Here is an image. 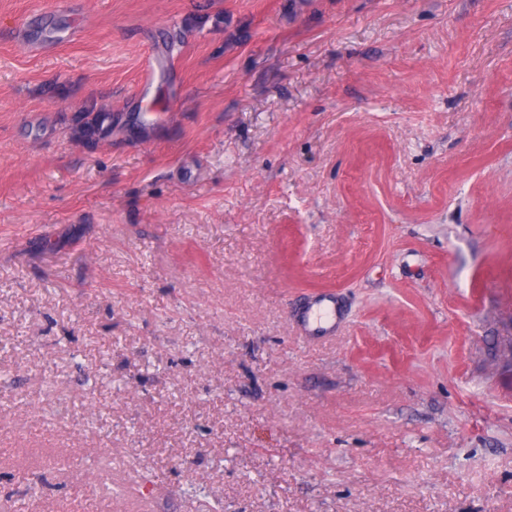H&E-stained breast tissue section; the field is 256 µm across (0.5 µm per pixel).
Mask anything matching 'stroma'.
<instances>
[{"mask_svg":"<svg viewBox=\"0 0 512 512\" xmlns=\"http://www.w3.org/2000/svg\"><path fill=\"white\" fill-rule=\"evenodd\" d=\"M0 512H512V0H0ZM92 112H96L95 118L91 121L87 120ZM109 112H112V109H96V105L91 103L77 123L78 133L86 136L101 132L110 136L112 134V113ZM342 319V309L336 296L330 293L318 296L294 314V320L306 338L333 336Z\"/></svg>","mask_w":512,"mask_h":512,"instance_id":"obj_1","label":"stroma"}]
</instances>
